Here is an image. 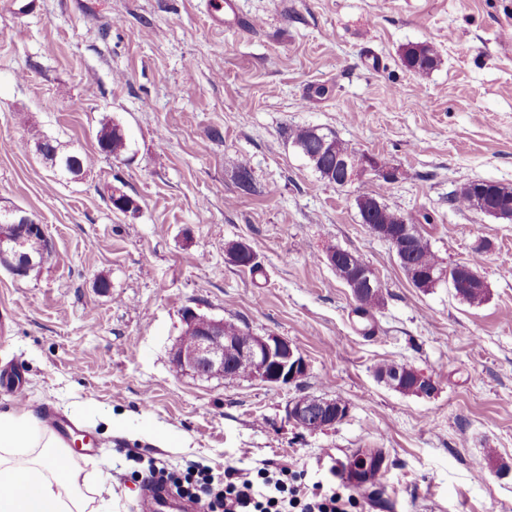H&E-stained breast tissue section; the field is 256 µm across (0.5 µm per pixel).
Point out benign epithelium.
Listing matches in <instances>:
<instances>
[{
  "mask_svg": "<svg viewBox=\"0 0 512 512\" xmlns=\"http://www.w3.org/2000/svg\"><path fill=\"white\" fill-rule=\"evenodd\" d=\"M337 166L344 171V183L351 184L367 173L378 174L391 181L394 171L385 167L375 156L365 153L345 159ZM0 230V260L10 265L17 277L28 275L32 261L24 253L23 241L28 233L46 234L43 225L22 216L19 219L4 218ZM370 232L388 242L398 255L409 248L405 233H394L382 224L370 225ZM327 263L334 267L345 262L349 265L348 283L355 300L359 301L371 291L378 292L381 282L374 269L355 255L342 257L338 248L326 252ZM477 272L469 266L458 264L454 288L463 292ZM186 331L192 336L180 339L173 353V363L180 371L191 372L200 377L224 373L226 370H245L247 377L271 385L292 384L300 380L307 371V363L299 350L281 336L251 335L246 339L224 335V320L215 319L189 309L184 314ZM387 386L398 391L417 392L430 396L435 386L424 376L407 367L397 368L379 376ZM349 414V405L339 399L314 396H298L288 404V419L308 433L325 430L344 420Z\"/></svg>",
  "mask_w": 512,
  "mask_h": 512,
  "instance_id": "benign-epithelium-1",
  "label": "benign epithelium"
}]
</instances>
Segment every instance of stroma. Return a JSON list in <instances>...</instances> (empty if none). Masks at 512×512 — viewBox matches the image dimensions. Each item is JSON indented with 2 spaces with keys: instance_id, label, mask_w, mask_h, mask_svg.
Segmentation results:
<instances>
[{
  "instance_id": "35a3bbf8",
  "label": "stroma",
  "mask_w": 512,
  "mask_h": 512,
  "mask_svg": "<svg viewBox=\"0 0 512 512\" xmlns=\"http://www.w3.org/2000/svg\"><path fill=\"white\" fill-rule=\"evenodd\" d=\"M207 0H35L0 11V210L44 224L51 249L23 279L0 266V412L61 414L74 456L101 490L100 512H140L149 461L241 473L292 465L306 484L349 486L347 512H512V224L451 207L463 184L512 188V0H238L239 23L213 28ZM430 43L427 78L401 61ZM126 154H101L104 122ZM298 125L375 155L339 188L292 146ZM93 163L53 172L32 127ZM246 162L254 189L242 191ZM134 210L113 208V191ZM409 215L444 265H477L487 298L448 283L417 288L388 243L361 224L355 198ZM247 242L262 275L229 263ZM371 265L384 304L372 320L324 255ZM107 278L108 289L97 286ZM288 339L298 382L201 378L178 371L183 313ZM430 379L399 393L380 365ZM301 395L350 406L335 426L297 428ZM382 466L364 485L359 458ZM404 66L419 78H426L441 63L442 58L432 44H411L401 53Z\"/></svg>"
}]
</instances>
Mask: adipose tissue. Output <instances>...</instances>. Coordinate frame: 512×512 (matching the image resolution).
Masks as SVG:
<instances>
[{
  "label": "adipose tissue",
  "instance_id": "1",
  "mask_svg": "<svg viewBox=\"0 0 512 512\" xmlns=\"http://www.w3.org/2000/svg\"><path fill=\"white\" fill-rule=\"evenodd\" d=\"M31 412L0 413V512H97L93 477Z\"/></svg>",
  "mask_w": 512,
  "mask_h": 512
}]
</instances>
